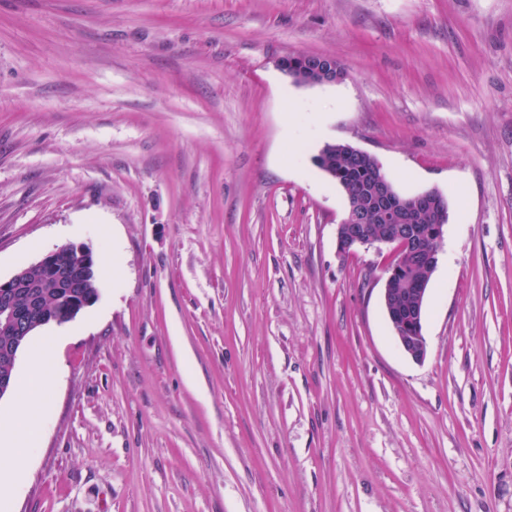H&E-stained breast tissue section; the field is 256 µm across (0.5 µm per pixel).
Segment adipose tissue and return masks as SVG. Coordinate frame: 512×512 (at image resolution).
<instances>
[{
	"mask_svg": "<svg viewBox=\"0 0 512 512\" xmlns=\"http://www.w3.org/2000/svg\"><path fill=\"white\" fill-rule=\"evenodd\" d=\"M52 384L53 381L44 371L41 360H34L19 390L18 405L8 442L9 466L7 469H0V493L11 490L13 474L22 468L38 439L40 423L32 412L31 402L36 397L46 395Z\"/></svg>",
	"mask_w": 512,
	"mask_h": 512,
	"instance_id": "ef3b65f1",
	"label": "adipose tissue"
}]
</instances>
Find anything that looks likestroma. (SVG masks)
<instances>
[{
    "label": "stroma",
    "instance_id": "35a3bbf8",
    "mask_svg": "<svg viewBox=\"0 0 512 512\" xmlns=\"http://www.w3.org/2000/svg\"><path fill=\"white\" fill-rule=\"evenodd\" d=\"M328 143L448 201L423 361ZM65 244L113 263L0 512H512V0H0V278ZM336 62L341 66L330 56L297 54L279 59L278 66L295 83L315 85L336 82L344 76Z\"/></svg>",
    "mask_w": 512,
    "mask_h": 512
}]
</instances>
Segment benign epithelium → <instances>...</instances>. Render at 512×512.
<instances>
[{
	"mask_svg": "<svg viewBox=\"0 0 512 512\" xmlns=\"http://www.w3.org/2000/svg\"><path fill=\"white\" fill-rule=\"evenodd\" d=\"M280 69L294 82L302 85H315L331 83L344 76V70L336 65V60L325 55L297 54L286 56L278 61ZM379 200L370 207H350L349 217L338 225L336 241L339 251L343 254L350 253L356 247H381L390 246L399 260L385 270V284L383 292V305L390 306L393 287L400 280V268L405 259H411L422 265L427 272H432L438 264V255L441 251L446 225L431 224L427 227L426 238L417 235V229L412 227L416 223V213L421 207L434 209L437 200L426 192L418 196L417 205L413 206L407 201L390 196L383 178H378ZM371 221L380 224H400L404 234H394L390 231L375 238L365 234V225ZM66 248L77 252L82 258V263L75 269L69 270L60 267V248H55L43 254L32 263L37 268L56 282L59 288H72L75 286L77 275L89 273L94 261L92 251L85 246L74 244L66 245ZM420 287L410 290L414 295L413 302L406 307L390 312L396 339L402 350L413 360L421 362L425 359L427 349L417 341L414 332L422 324L426 293L423 287L425 281H419ZM26 287L23 272L17 271L6 280L0 279V330L7 336L15 337V343L8 350L12 360H17L24 347L25 337L40 326L56 323L65 324L73 321L78 314L77 308H71L67 313H62L51 306H43L40 300H30V307L26 310L14 306L10 300L13 293Z\"/></svg>",
	"mask_w": 512,
	"mask_h": 512,
	"instance_id": "obj_1",
	"label": "benign epithelium"
}]
</instances>
